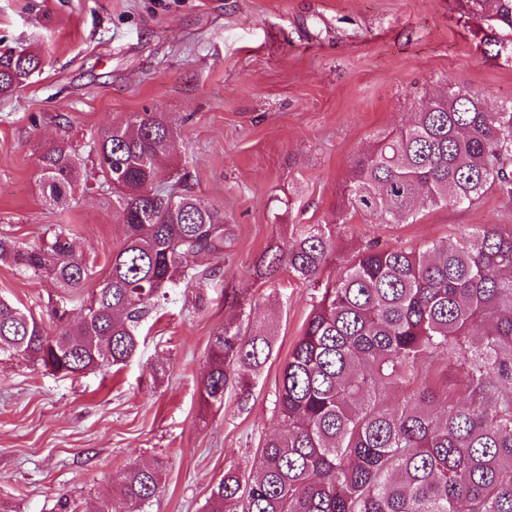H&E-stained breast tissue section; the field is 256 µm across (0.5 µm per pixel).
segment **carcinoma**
<instances>
[{
	"mask_svg": "<svg viewBox=\"0 0 512 512\" xmlns=\"http://www.w3.org/2000/svg\"><path fill=\"white\" fill-rule=\"evenodd\" d=\"M491 31L512 33V0H468ZM27 47L0 51V96L41 70ZM99 173L118 204L125 238L108 277L84 294L91 269L63 227L30 245L0 233V262L50 278L56 323L0 298V359H22L77 376L125 364L142 323L181 282L203 288L197 260L224 258V214L177 194L160 165L176 152L172 125L155 112L112 124L97 144ZM82 159L69 141L39 148L42 198L65 209L81 185ZM494 188L512 200V102L495 110L476 91L448 87L413 119L352 161L338 223L369 215L414 221L416 202L466 205ZM335 252L328 224H300L289 246H270L257 276L281 271L316 282ZM79 308L80 318L71 319ZM272 328L242 331L233 320L212 336L200 385L206 405L254 385L272 354ZM441 355L463 369L464 399L433 384L398 401L392 387ZM281 429L266 438L247 479L229 469L203 512H512V229L473 225L423 249L357 251L312 297L281 371ZM161 466L112 475V512H149Z\"/></svg>",
	"mask_w": 512,
	"mask_h": 512,
	"instance_id": "1",
	"label": "carcinoma"
}]
</instances>
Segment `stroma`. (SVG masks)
Returning a JSON list of instances; mask_svg holds the SVG:
<instances>
[{"label":"stroma","mask_w":512,"mask_h":512,"mask_svg":"<svg viewBox=\"0 0 512 512\" xmlns=\"http://www.w3.org/2000/svg\"><path fill=\"white\" fill-rule=\"evenodd\" d=\"M467 0H0V47L41 46L46 63L0 98V232L35 243L68 228L108 276L124 226L98 173L94 141L113 122L163 114L188 173L181 191L223 212L231 243L204 287H179L144 325L125 365L71 377L0 362V501L13 512H99L113 472L162 461L151 512H202L230 469L249 471L280 428L282 367L311 308L312 285L257 277L261 254L297 224L331 225L335 258L320 281L372 239L422 247L477 224L512 227V203L487 191L470 206H425L413 223H338L361 151L411 120L448 85L490 107L512 101V48L488 45ZM80 148L85 186L60 211L38 187L37 149ZM56 290L0 263V297L44 317ZM245 315L273 326L272 354L248 398L206 407L209 340Z\"/></svg>","instance_id":"stroma-1"}]
</instances>
